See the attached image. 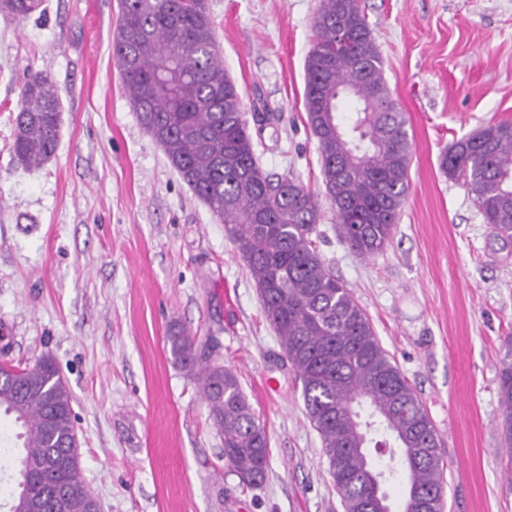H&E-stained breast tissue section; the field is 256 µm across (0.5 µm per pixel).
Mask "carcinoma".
<instances>
[{"mask_svg":"<svg viewBox=\"0 0 512 512\" xmlns=\"http://www.w3.org/2000/svg\"><path fill=\"white\" fill-rule=\"evenodd\" d=\"M19 22L43 14V0H0ZM314 42L305 60L304 107L317 141L326 195L340 238L367 257L390 241L408 194L412 140L383 72V61L359 0H320ZM345 37L348 50L336 53ZM112 54L131 105L168 163L224 225L259 292L266 319L301 382L306 417L319 432L344 512H392L373 487L367 449L395 442L399 459L377 464L405 476V505L423 501L444 512V468L428 411L383 348L372 324L313 248L317 196L293 177L258 164L245 103L217 53L207 0H121ZM351 98L348 124L338 102ZM57 92L29 75L17 105L13 153L25 167L49 160L59 145ZM450 180L464 179L486 223L512 239V121L490 122L440 157ZM174 360L193 371L194 342L173 327ZM224 459L247 485L265 479L268 434L237 374L213 363L199 373ZM503 432L512 442V361H503ZM0 411L23 429L20 480L11 502L25 512H99L85 492L72 439V395L55 360L33 366L0 362Z\"/></svg>","mask_w":512,"mask_h":512,"instance_id":"carcinoma-1","label":"carcinoma"}]
</instances>
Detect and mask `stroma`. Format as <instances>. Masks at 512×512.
Here are the masks:
<instances>
[{"instance_id":"stroma-1","label":"stroma","mask_w":512,"mask_h":512,"mask_svg":"<svg viewBox=\"0 0 512 512\" xmlns=\"http://www.w3.org/2000/svg\"><path fill=\"white\" fill-rule=\"evenodd\" d=\"M319 0H208L224 68L272 120L255 150L318 195L314 246L426 405L445 462L444 512H512L498 389L512 352V242L439 168L442 151L512 120V0H360L413 140L407 200L364 258L336 234L304 108ZM0 14V362L52 355L67 382L84 486L100 512H344L302 386L241 256L133 111L111 43L118 0H45ZM32 72L61 102L55 155L24 169L14 117ZM180 323L232 368L265 422L264 482L224 459L196 374L166 342ZM20 428L0 416V512ZM43 0H0V11L18 22H26L36 13H44Z\"/></svg>"}]
</instances>
